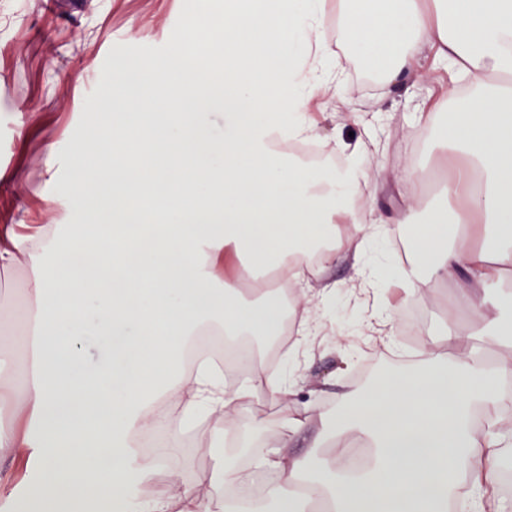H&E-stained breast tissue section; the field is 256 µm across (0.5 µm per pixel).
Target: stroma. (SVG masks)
<instances>
[{"mask_svg":"<svg viewBox=\"0 0 512 512\" xmlns=\"http://www.w3.org/2000/svg\"><path fill=\"white\" fill-rule=\"evenodd\" d=\"M191 8L192 0H53L48 8L33 2L28 12L19 13L10 10L8 0H0V208L12 209L26 224L34 219L50 191L46 182L50 154H63L82 136L87 101L94 93L116 87L114 64L131 51L163 53L184 29ZM336 54L344 69L338 95L324 107L311 101L310 108L319 120L322 140L365 146L368 178L360 184L361 200L367 206L365 220L396 222L410 193L423 209L440 207L441 192L429 188L427 180L406 185L398 176L406 167L424 163L431 175L448 179L451 162L438 161L429 141L414 142L415 115L428 111L449 87L467 85V78L435 66L424 53L416 59L409 79L390 84L366 70L347 46L337 47ZM23 103L31 110L21 131L15 115ZM367 121L384 125L377 143L366 140ZM356 277L348 258L328 271L327 282L339 286L331 322L312 340V355L302 362L295 396L280 402L261 395L240 411L243 418L262 421L263 436L272 439L281 433L283 418L299 405L312 404L314 423L289 442V458L341 456L344 441H330L322 448L312 442L319 425L330 424L338 394L354 387L353 358L377 360L387 375L399 371L407 343L431 342L443 354L459 355L465 347L449 342V333L459 325L470 334L478 332L459 286L431 280L412 303L421 311L414 334L399 335L391 343L377 331L358 333L360 310L345 292ZM401 295L399 285H391L389 299L402 313L412 304ZM231 455L223 437L194 440L189 462L176 479L202 482L215 459Z\"/></svg>","mask_w":512,"mask_h":512,"instance_id":"1","label":"stroma"}]
</instances>
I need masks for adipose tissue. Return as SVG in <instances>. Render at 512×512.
<instances>
[{
    "instance_id": "1",
    "label": "adipose tissue",
    "mask_w": 512,
    "mask_h": 512,
    "mask_svg": "<svg viewBox=\"0 0 512 512\" xmlns=\"http://www.w3.org/2000/svg\"><path fill=\"white\" fill-rule=\"evenodd\" d=\"M333 38L387 81L410 76L428 49L475 88L448 93L418 120L456 167L449 208L420 219L405 199L415 258L404 269L368 257L394 227L363 223L356 209L363 147L337 144L340 163L316 167L273 146L317 139L307 104L343 80ZM136 62L121 121L88 122L68 152L71 179L37 223L0 222V270L24 275L21 315L0 322V350L21 347L27 361L24 377L0 374V413H9L0 457L37 471L23 512H68L91 490L110 512H130L134 481L145 512H262L236 499L239 477L220 461L207 492L160 484L195 414L268 474L264 498L275 512H314L324 501L335 512H446L450 485L497 484L506 439L476 437L468 419L476 402L493 422L512 405L502 387L511 366L489 368L473 354L447 361L425 342L418 370L344 393L336 423L372 450L352 475L332 459L286 469L279 451L312 423V405L273 443L250 423L225 425V410L256 395H293L296 368L256 366L247 348L248 375L228 386L208 361L185 367L182 353L206 320L230 347L281 334V289L264 283L247 297L243 270L272 269L301 288L347 254L358 267L351 293L374 298L365 327L397 328L385 280L413 299L427 277L458 279L472 321L486 327L484 349L512 344V306L492 310L478 298L512 273V0H240L220 15L197 0L183 35ZM219 100L224 128L209 135L207 109ZM61 209L72 223H58ZM157 430L163 450L141 454Z\"/></svg>"
}]
</instances>
